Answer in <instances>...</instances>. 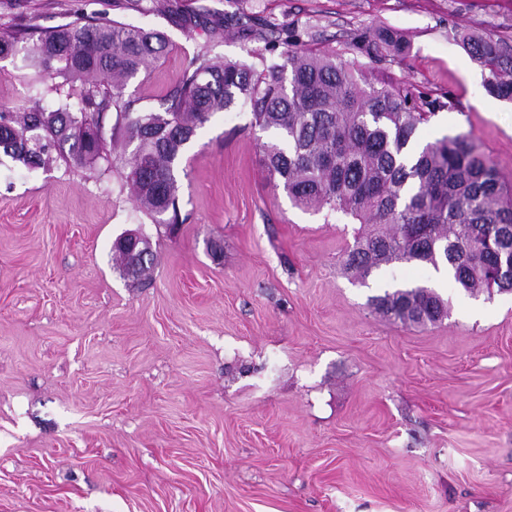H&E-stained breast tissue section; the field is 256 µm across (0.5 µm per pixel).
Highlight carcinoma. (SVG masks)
I'll return each instance as SVG.
<instances>
[{
	"instance_id": "1",
	"label": "carcinoma",
	"mask_w": 512,
	"mask_h": 512,
	"mask_svg": "<svg viewBox=\"0 0 512 512\" xmlns=\"http://www.w3.org/2000/svg\"><path fill=\"white\" fill-rule=\"evenodd\" d=\"M224 31L264 48L239 60L200 50L161 107L136 109L123 92L164 53V33L82 17L37 37L21 26L0 28V58L21 53L40 78L62 79L55 89H71L52 110L1 107L0 153L31 170L45 167L54 151L69 165L93 169L109 161L107 143L122 137L134 145L123 178L139 208L174 226L183 153L214 113L245 104L256 125L274 133L261 145L274 187L297 207L325 208L364 225L344 254L356 279L416 262L448 267L455 285L471 294L512 292V186L467 133L418 143L421 125L447 103L406 82L361 87L351 62L303 40L313 37L309 29L242 13L224 16ZM456 39L483 70L487 93L512 101V46L472 32ZM352 47L390 63L410 52L405 36L387 27L358 34ZM137 242L135 254L117 253L125 273L137 267L144 275L153 253L148 238ZM370 303L405 325L448 317V301L426 285L386 290Z\"/></svg>"
}]
</instances>
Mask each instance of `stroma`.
Instances as JSON below:
<instances>
[{"label":"stroma","mask_w":512,"mask_h":512,"mask_svg":"<svg viewBox=\"0 0 512 512\" xmlns=\"http://www.w3.org/2000/svg\"><path fill=\"white\" fill-rule=\"evenodd\" d=\"M314 26L360 83L410 82L452 100L421 130L470 134L512 181V102L489 95L455 31L512 43V0H259ZM241 0H0V24L78 16L163 30L169 47L125 98L159 107L200 48L235 60ZM386 26L408 57L351 48ZM53 80L0 59V106L52 107ZM269 133L246 105L215 113L178 173L177 230L123 190L118 162L31 171L0 155V512H512V293H466L429 266L360 283L343 267L358 226L294 207L261 164ZM149 238L148 284L113 242ZM434 286L442 323L389 321L379 283Z\"/></svg>","instance_id":"stroma-1"}]
</instances>
